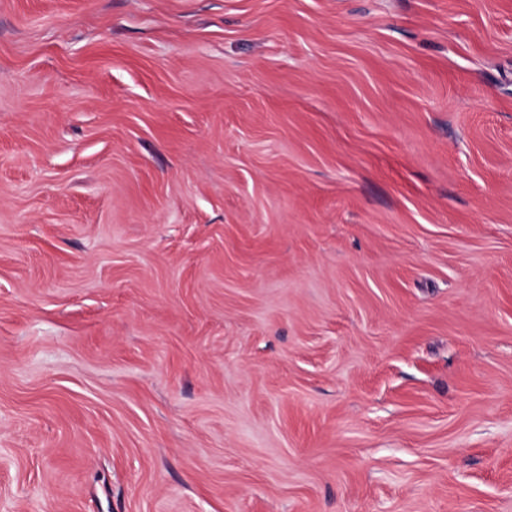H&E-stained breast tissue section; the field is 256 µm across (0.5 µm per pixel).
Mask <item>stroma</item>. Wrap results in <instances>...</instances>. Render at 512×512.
Masks as SVG:
<instances>
[{
    "instance_id": "stroma-1",
    "label": "stroma",
    "mask_w": 512,
    "mask_h": 512,
    "mask_svg": "<svg viewBox=\"0 0 512 512\" xmlns=\"http://www.w3.org/2000/svg\"><path fill=\"white\" fill-rule=\"evenodd\" d=\"M0 512H512V0H0Z\"/></svg>"
}]
</instances>
